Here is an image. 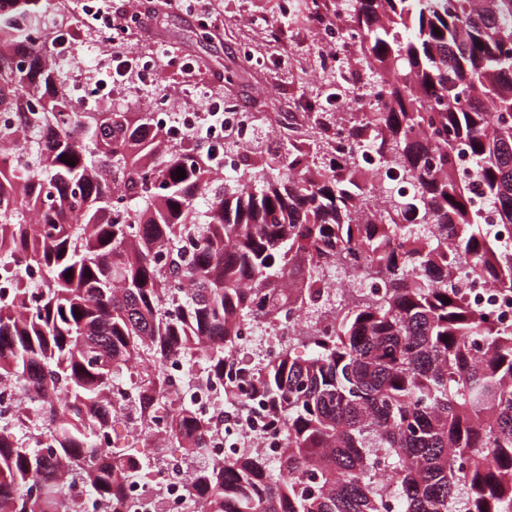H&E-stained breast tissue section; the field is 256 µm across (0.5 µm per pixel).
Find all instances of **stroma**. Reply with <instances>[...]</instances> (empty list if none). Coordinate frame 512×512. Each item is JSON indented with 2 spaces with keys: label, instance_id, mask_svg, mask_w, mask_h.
Here are the masks:
<instances>
[{
  "label": "stroma",
  "instance_id": "obj_1",
  "mask_svg": "<svg viewBox=\"0 0 512 512\" xmlns=\"http://www.w3.org/2000/svg\"><path fill=\"white\" fill-rule=\"evenodd\" d=\"M280 0H216L223 25L217 33L202 34L197 19L172 11H155L149 33L132 32L126 43L129 57L141 61L154 56L155 43L166 47V68L162 81L141 87L139 99L110 95L112 106L124 110L134 102H150L161 95L183 98L191 106L217 95L246 103L255 111H272L274 123H259L250 139L257 157L280 152L288 141L282 126L287 113L295 112L313 98L321 85L308 59L318 45L305 20L281 17ZM277 23V41L263 53L261 65L241 68V48L264 35L266 21ZM77 58L63 63L60 70L70 74L79 68L87 82H94L108 68L110 60L100 39L88 31L83 19L70 21Z\"/></svg>",
  "mask_w": 512,
  "mask_h": 512
}]
</instances>
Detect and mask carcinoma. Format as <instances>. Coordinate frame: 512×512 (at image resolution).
Returning a JSON list of instances; mask_svg holds the SVG:
<instances>
[{
  "instance_id": "1",
  "label": "carcinoma",
  "mask_w": 512,
  "mask_h": 512,
  "mask_svg": "<svg viewBox=\"0 0 512 512\" xmlns=\"http://www.w3.org/2000/svg\"><path fill=\"white\" fill-rule=\"evenodd\" d=\"M44 2L0 0V113L24 132L0 153V382L34 411L0 428V512H78L68 483L121 512L167 449L198 461L224 420L166 395L174 356L222 413L257 397L283 432L274 461L255 446L195 472L197 512H512V329L456 287L512 294V246L470 191L512 228V0H347L359 40L339 52L366 81L322 76L335 91L272 161L224 143L228 186L147 109L76 111ZM344 96L358 111H327ZM280 308L306 329L233 359L243 322ZM114 397L142 431L167 407L164 447L112 442Z\"/></svg>"
}]
</instances>
